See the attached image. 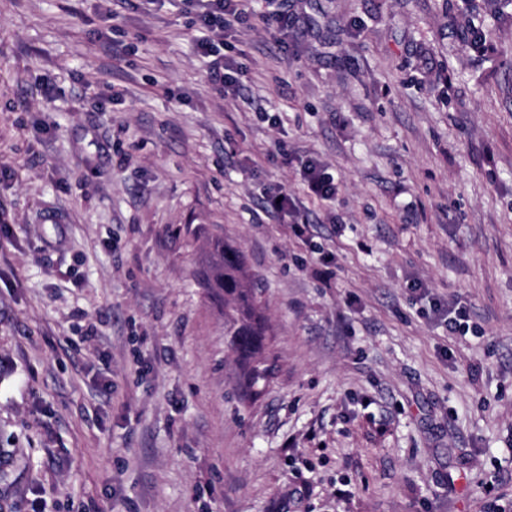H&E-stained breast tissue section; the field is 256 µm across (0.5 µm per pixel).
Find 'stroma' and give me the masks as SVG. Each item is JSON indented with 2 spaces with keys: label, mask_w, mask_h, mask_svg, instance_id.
I'll return each instance as SVG.
<instances>
[{
  "label": "stroma",
  "mask_w": 512,
  "mask_h": 512,
  "mask_svg": "<svg viewBox=\"0 0 512 512\" xmlns=\"http://www.w3.org/2000/svg\"><path fill=\"white\" fill-rule=\"evenodd\" d=\"M240 8L226 94L185 0H0V512H505L512 0H288L284 48ZM215 236L274 333L252 405ZM304 183L310 196L327 199L334 194V177L323 175L315 166L304 171Z\"/></svg>",
  "instance_id": "35a3bbf8"
}]
</instances>
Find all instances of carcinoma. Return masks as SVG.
Instances as JSON below:
<instances>
[{"label":"carcinoma","mask_w":512,"mask_h":512,"mask_svg":"<svg viewBox=\"0 0 512 512\" xmlns=\"http://www.w3.org/2000/svg\"><path fill=\"white\" fill-rule=\"evenodd\" d=\"M204 280L224 300V336L229 355L239 369L240 399L257 401L271 375L268 364L269 328L259 305L256 278L243 252L228 239L208 242Z\"/></svg>","instance_id":"obj_1"}]
</instances>
